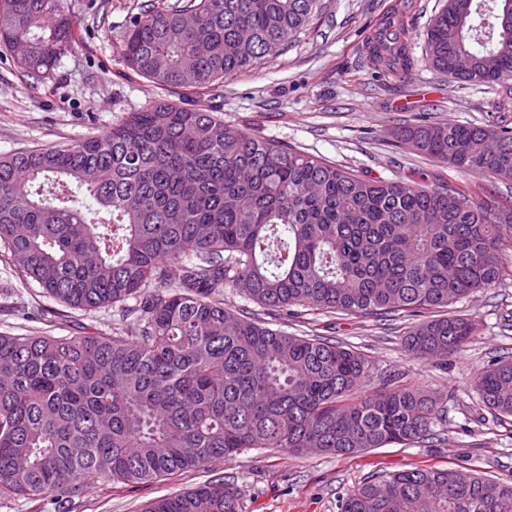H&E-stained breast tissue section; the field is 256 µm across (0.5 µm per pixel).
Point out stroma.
I'll list each match as a JSON object with an SVG mask.
<instances>
[{"instance_id": "35a3bbf8", "label": "stroma", "mask_w": 512, "mask_h": 512, "mask_svg": "<svg viewBox=\"0 0 512 512\" xmlns=\"http://www.w3.org/2000/svg\"><path fill=\"white\" fill-rule=\"evenodd\" d=\"M64 3L75 41L51 79L30 76L12 50L0 47V155L73 144L165 99L219 113L226 125L370 178L396 180L419 169L434 183L459 185L460 173L417 155L393 138V130L423 119L512 124V112L497 111L491 87L450 82L424 62L422 35L443 0H323L321 16L287 49L201 94L160 88L122 61L133 20L151 6L177 0ZM397 8L419 64L410 79L385 85L366 60L365 44ZM450 310L474 320L477 333L443 369L405 352L403 337L414 319L404 312L375 317L294 306L287 315L266 317L290 333L355 346L367 356L373 380L395 377L441 390L446 400L438 440L345 456L247 449L212 466L133 487L95 483L76 512H140L147 501L221 481L238 489L245 512H341L342 500L372 476L415 466H462L512 482V421L497 420L473 386L475 373L491 358L512 353V277ZM117 319L109 308L84 312L45 297L0 256V333L108 336Z\"/></svg>"}]
</instances>
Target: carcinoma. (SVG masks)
Wrapping results in <instances>:
<instances>
[{
	"label": "carcinoma",
	"mask_w": 512,
	"mask_h": 512,
	"mask_svg": "<svg viewBox=\"0 0 512 512\" xmlns=\"http://www.w3.org/2000/svg\"><path fill=\"white\" fill-rule=\"evenodd\" d=\"M512 0H445L424 33L426 62L512 106ZM320 0H185L136 18L127 66L162 88L208 90L285 50ZM74 40L63 0H0V46L51 78ZM376 77L413 75L404 26L367 47ZM419 154L477 179L429 186L374 180L166 101L58 148L0 156V251L72 309L110 307L111 336L0 333V499L74 512L95 482L144 484L247 448L344 455L435 435L443 394L396 378L364 393L355 347L274 329L224 304L229 288L267 311L377 315L443 309L508 275L512 126L419 121L395 131ZM133 304H128V301ZM477 326L416 323L406 352L436 364ZM488 410L512 419V355L474 377ZM475 469L412 467L364 483L341 512H512V483ZM142 512H243L208 483Z\"/></svg>",
	"instance_id": "obj_1"
}]
</instances>
